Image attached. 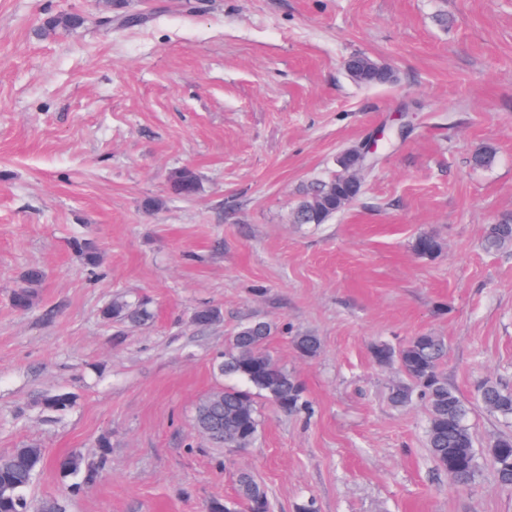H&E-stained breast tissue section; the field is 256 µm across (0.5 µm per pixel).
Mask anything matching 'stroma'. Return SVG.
<instances>
[{"label":"stroma","instance_id":"1","mask_svg":"<svg viewBox=\"0 0 512 512\" xmlns=\"http://www.w3.org/2000/svg\"><path fill=\"white\" fill-rule=\"evenodd\" d=\"M0 0V454L29 444L112 467L69 495L46 467L33 500L66 512H206L252 473L272 512H512L486 448L512 436L475 405L487 379L512 386V248L486 252L488 225L512 223V0ZM62 12L74 32L36 36ZM125 26H106V16ZM366 55L395 72L363 85ZM382 147L363 192L326 223L290 214L336 158L372 132ZM481 144L497 151L473 167ZM194 170L189 199L171 174ZM160 200L153 211L145 199ZM439 252L413 250L422 233ZM94 242L87 270L71 243ZM45 277L35 306L11 301L21 273ZM147 303L131 328L115 298ZM221 309L196 325V309ZM280 329L270 355L302 383L311 415L257 397L246 450L194 432L198 402L228 385L213 362L241 323ZM421 332L445 339L443 375L473 406L480 468L454 487L426 447L422 405L394 407L402 375L371 347ZM319 337L300 359L291 338ZM73 406L44 410V395ZM103 320L120 322L131 326L140 325L150 318V312L144 305L132 307L124 301L114 300L101 310Z\"/></svg>","mask_w":512,"mask_h":512}]
</instances>
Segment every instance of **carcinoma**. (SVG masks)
I'll return each mask as SVG.
<instances>
[{"mask_svg": "<svg viewBox=\"0 0 512 512\" xmlns=\"http://www.w3.org/2000/svg\"><path fill=\"white\" fill-rule=\"evenodd\" d=\"M79 25L75 14H55L47 17L38 33L50 36L59 30L72 31ZM351 66L360 65L368 69L365 84H384L388 79L374 70L375 62L366 56L350 58ZM496 150L483 145L475 150L472 162L480 168L494 164ZM199 189L196 173L182 168L171 176L172 192L182 198L193 197ZM362 187L343 183L336 178L316 184L307 191L292 211L295 224H323L341 210L336 201L354 193ZM488 252L512 247V224L488 225L483 239ZM73 249L88 267L99 264V253L88 240H76ZM416 254L431 257L440 250L436 237L423 233L413 244ZM43 271L30 267L22 274L23 286L12 296L14 306L20 311L31 309L37 300V286L42 282ZM103 320L120 322L131 326L140 325L150 318L143 306H131L114 300L101 310ZM276 327L261 321L242 324L227 340L216 363L223 375L242 380L246 387H219L202 399L195 410V429L208 431L209 442L219 448H246L255 442L259 434V415L256 397L264 395L286 413H301L309 409L301 383L278 364L266 349L267 342ZM294 350L303 358H314L321 349L318 336L311 333L298 334L291 338ZM445 341L431 333H421L405 344L395 347L379 343L372 347L373 360L381 366L397 364L404 381L394 385L391 401L399 407L417 400L424 404L428 413L427 448L433 460L454 485L466 488L472 485L479 471L474 438L468 423V404L448 385L440 371V361L446 355ZM479 399L483 409L505 420L512 419V387L497 380L487 379L479 388ZM73 403V395L58 391L45 396L42 405L51 411H64ZM97 461H88L83 454L71 452L64 456L61 473L76 476L81 481L70 485L71 492H79L96 481L98 475L110 463L112 444L106 435L99 439ZM499 483L512 486V438L498 437L488 448ZM47 458L43 449L26 445L7 455H0V480L9 481L14 495L0 499V512H58L59 501L47 500L33 503L26 490L38 469L45 467ZM208 512H270V503L265 487L254 475L241 472L237 476V494L224 502L213 500Z\"/></svg>", "mask_w": 512, "mask_h": 512, "instance_id": "cac0c4a2", "label": "carcinoma"}]
</instances>
